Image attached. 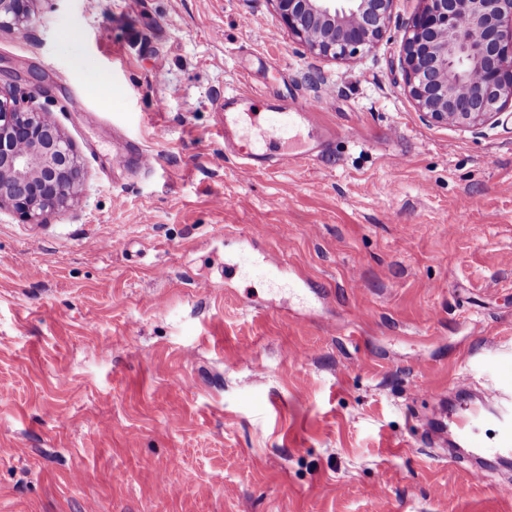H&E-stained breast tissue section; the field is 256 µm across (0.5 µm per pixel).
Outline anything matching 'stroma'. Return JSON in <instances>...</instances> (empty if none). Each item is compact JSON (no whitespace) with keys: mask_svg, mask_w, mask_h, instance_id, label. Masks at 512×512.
Segmentation results:
<instances>
[{"mask_svg":"<svg viewBox=\"0 0 512 512\" xmlns=\"http://www.w3.org/2000/svg\"><path fill=\"white\" fill-rule=\"evenodd\" d=\"M417 6L336 61L270 0H36L0 28V88L40 87L86 172L43 223L0 210V512H512V467L421 433L512 364V115L417 112ZM246 85L249 112L320 99L291 139L313 159L225 153ZM244 125L240 120L239 112H224V145L232 147L238 156L246 160L243 163L245 171L264 165L286 166L311 157L314 153L313 148H307L298 154H289L287 149L286 152H279L276 157L258 153L252 147L250 139L243 134Z\"/></svg>","mask_w":512,"mask_h":512,"instance_id":"35a3bbf8","label":"stroma"}]
</instances>
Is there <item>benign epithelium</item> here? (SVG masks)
I'll return each instance as SVG.
<instances>
[{
  "label": "benign epithelium",
  "mask_w": 512,
  "mask_h": 512,
  "mask_svg": "<svg viewBox=\"0 0 512 512\" xmlns=\"http://www.w3.org/2000/svg\"><path fill=\"white\" fill-rule=\"evenodd\" d=\"M397 0H271L309 51L346 59L374 50ZM401 25V69L418 111L475 128L512 109V0H418ZM33 0H0V27L31 23ZM35 93L0 97V209L29 224L64 208L85 172L70 141L33 106Z\"/></svg>",
  "instance_id": "1"
}]
</instances>
